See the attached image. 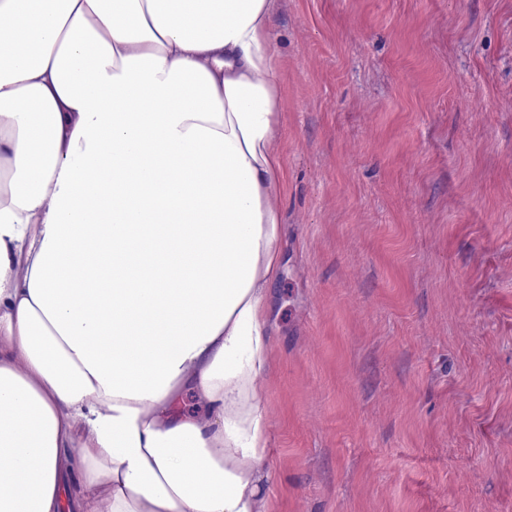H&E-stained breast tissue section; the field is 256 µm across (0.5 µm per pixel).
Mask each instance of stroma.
<instances>
[{
  "label": "stroma",
  "mask_w": 512,
  "mask_h": 512,
  "mask_svg": "<svg viewBox=\"0 0 512 512\" xmlns=\"http://www.w3.org/2000/svg\"><path fill=\"white\" fill-rule=\"evenodd\" d=\"M267 512H512V0H277Z\"/></svg>",
  "instance_id": "35a3bbf8"
}]
</instances>
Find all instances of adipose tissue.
<instances>
[{"mask_svg": "<svg viewBox=\"0 0 512 512\" xmlns=\"http://www.w3.org/2000/svg\"><path fill=\"white\" fill-rule=\"evenodd\" d=\"M274 8L0 0V512H265Z\"/></svg>", "mask_w": 512, "mask_h": 512, "instance_id": "ef3b65f1", "label": "adipose tissue"}]
</instances>
